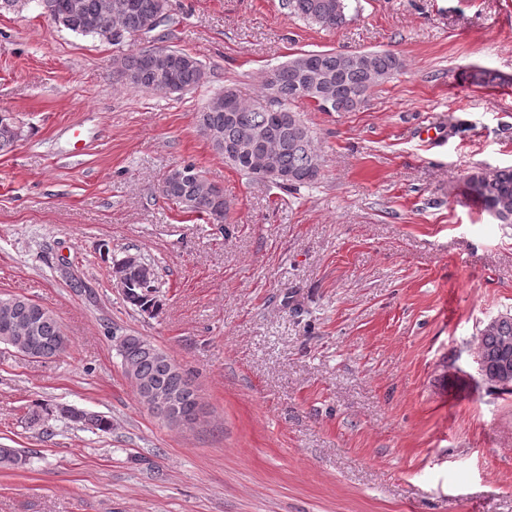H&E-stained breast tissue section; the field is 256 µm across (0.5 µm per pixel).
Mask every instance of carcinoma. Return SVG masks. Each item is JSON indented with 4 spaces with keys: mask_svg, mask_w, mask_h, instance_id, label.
<instances>
[{
    "mask_svg": "<svg viewBox=\"0 0 512 512\" xmlns=\"http://www.w3.org/2000/svg\"><path fill=\"white\" fill-rule=\"evenodd\" d=\"M81 4L80 14L71 18L73 33L97 36L117 44L116 35L124 39L128 34H138L145 24L160 9H169V0H131L134 7L129 10L115 8L120 0H112V13L103 16L105 0H36L41 13L53 18L70 11V4ZM291 13L324 29L334 30L346 21L348 0H285L283 3ZM105 17L108 32H100L85 26L90 17ZM166 65H155L145 57V51L123 55L115 60L117 74L126 83L149 91L184 92L201 84L200 72L204 69L196 57L179 50ZM280 71L273 83H262L264 96H272L282 111V119L272 120L271 113L262 107H253L243 102L232 88L212 97L197 113L196 122L200 132L208 130L221 133V139L211 142L213 150L224 156V162L233 169L252 177L250 154L235 156L224 154V144H235L250 132L265 130L273 133V152L277 167L293 175V181L286 185L288 190H298L315 183L320 176L323 158L313 145V135L303 122L300 113L290 105L301 99L298 86L316 82L333 98L334 112H354L366 99V91L374 88L395 75L402 68L401 59L390 51H367L361 59L353 53L326 51H304L292 55L288 61L278 65ZM186 167L195 170V176L169 183L163 192L166 200L186 211L207 217L214 224L224 223V213L215 214L209 210L206 201L207 182L195 165ZM463 197L473 200L485 209H496L511 215L507 223L512 224V168H502L490 181L469 177L463 185ZM130 288L124 301L144 312L158 311V287L153 282H143L133 271L129 272ZM38 340V352L29 355L45 359L61 354L68 346L56 315L50 309L24 296L0 295V344L15 348L25 354L30 338ZM512 315H500L489 331H480L477 352L485 359L496 363L512 365ZM118 355L125 376L141 388L147 384L165 391L175 385L180 387L179 415L188 423L195 422L199 403L197 390L189 372L175 377L173 359L161 348L142 336L127 335L118 345ZM53 417L64 418L71 423L91 425L101 432L112 430V421L99 414L87 413L70 406L40 407L30 413L33 425L43 424ZM27 465V455L17 448L0 447V466L22 469Z\"/></svg>",
    "mask_w": 512,
    "mask_h": 512,
    "instance_id": "1",
    "label": "carcinoma"
}]
</instances>
